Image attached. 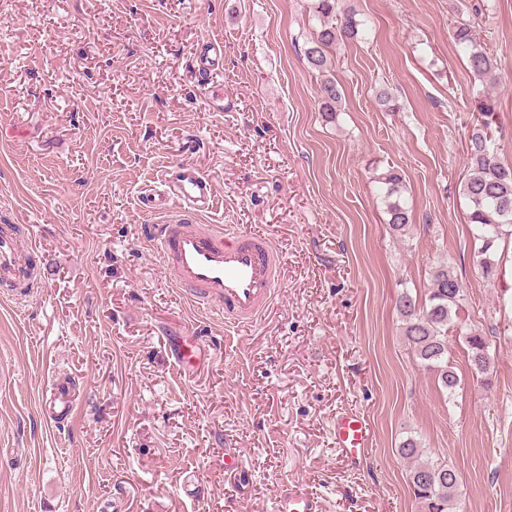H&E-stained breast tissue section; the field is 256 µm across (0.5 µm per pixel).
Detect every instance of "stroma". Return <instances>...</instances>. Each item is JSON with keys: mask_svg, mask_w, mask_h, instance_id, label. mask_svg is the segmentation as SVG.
<instances>
[{"mask_svg": "<svg viewBox=\"0 0 512 512\" xmlns=\"http://www.w3.org/2000/svg\"><path fill=\"white\" fill-rule=\"evenodd\" d=\"M482 1L340 0L367 34L329 51L331 116L303 53L314 0H0V224L44 261L40 288L0 292V512H274L294 487L324 512H421L409 439L455 470L463 512H512V226L485 279L462 194L483 90L512 166V0ZM462 20L497 59L490 87L450 36ZM213 36L220 111L196 62ZM181 163L215 184L205 223L280 251L276 307L253 324L192 306L143 234L164 215L142 197ZM389 168L401 233L376 180ZM441 262L490 346L485 386L449 333L451 397L396 309ZM175 336L221 346L183 376ZM54 383L79 387L72 415L47 409ZM340 413L374 431L355 467L333 443ZM377 179L383 185V189H385L389 224L397 231L405 230V227L411 223L412 219L411 212L400 199L401 175L394 168H389L379 174Z\"/></svg>", "mask_w": 512, "mask_h": 512, "instance_id": "obj_1", "label": "stroma"}]
</instances>
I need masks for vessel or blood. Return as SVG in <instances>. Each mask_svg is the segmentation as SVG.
<instances>
[{
	"label": "vessel or blood",
	"instance_id": "1",
	"mask_svg": "<svg viewBox=\"0 0 512 512\" xmlns=\"http://www.w3.org/2000/svg\"><path fill=\"white\" fill-rule=\"evenodd\" d=\"M215 197L212 180L191 164L164 171L160 189L146 197L145 207L154 209L175 201L177 215L160 224H148L144 235L155 243L165 263L168 278L197 307L208 310L234 328L256 322L275 307L281 265L271 239L261 233H241L220 225H204L200 219ZM19 225L0 226V288L39 287V250L24 244ZM171 359L183 370L198 369L203 346L200 337L185 336L170 343ZM333 436L341 456L358 465L373 437L368 421L359 415H337ZM276 512H322L317 497L288 489L280 496Z\"/></svg>",
	"mask_w": 512,
	"mask_h": 512
}]
</instances>
